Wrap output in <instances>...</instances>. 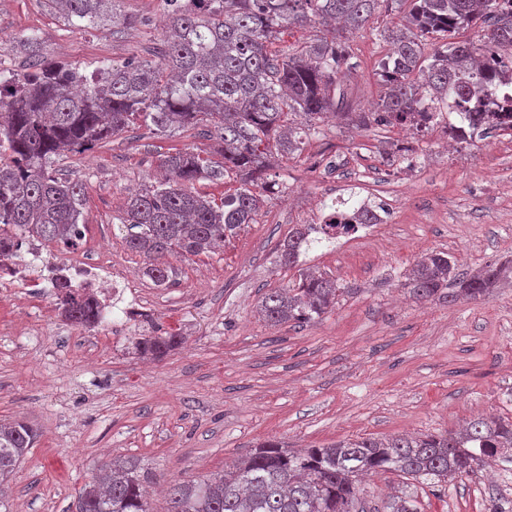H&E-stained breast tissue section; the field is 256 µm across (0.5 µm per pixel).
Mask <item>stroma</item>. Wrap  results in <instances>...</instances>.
Segmentation results:
<instances>
[{
    "label": "stroma",
    "mask_w": 512,
    "mask_h": 512,
    "mask_svg": "<svg viewBox=\"0 0 512 512\" xmlns=\"http://www.w3.org/2000/svg\"><path fill=\"white\" fill-rule=\"evenodd\" d=\"M124 7L141 23L116 38L108 27L67 26L43 0H0V63L23 70L17 44L33 32L47 59L88 76L105 59H151L162 39L161 0ZM348 53L336 109L375 111L388 47L357 31ZM324 129L301 156L274 163L279 191L256 223L214 253L176 262L167 288L142 276V258L113 226L128 191L156 181L160 155L209 151V129L167 136L139 123L56 163L84 188L83 237L67 258L109 275L137 271L145 315L114 334L66 322L52 291L0 295V419L24 418L38 432L0 494V512H73L97 465L114 457L138 461L162 491L175 479L223 472L268 440L296 451L452 431L478 413L512 420V284L452 304L416 300L402 286L427 251L448 253L465 275L512 256V136L492 133L481 151L450 156L439 124L410 136L341 119ZM336 197L381 201L388 213L374 228L308 253L307 265L345 289L332 312L269 326L257 304L293 278L274 266L275 243L292 225L316 223L322 201ZM153 325L183 338L160 360L138 355L132 342ZM361 485L362 512H380L394 491L419 512H486L490 497H512V472L438 484L385 473Z\"/></svg>",
    "instance_id": "stroma-1"
}]
</instances>
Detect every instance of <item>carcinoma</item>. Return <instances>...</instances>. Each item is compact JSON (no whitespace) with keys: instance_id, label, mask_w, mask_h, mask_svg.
Segmentation results:
<instances>
[{"instance_id":"cac0c4a2","label":"carcinoma","mask_w":512,"mask_h":512,"mask_svg":"<svg viewBox=\"0 0 512 512\" xmlns=\"http://www.w3.org/2000/svg\"><path fill=\"white\" fill-rule=\"evenodd\" d=\"M124 0H45L78 29L112 26L119 35L138 22L122 13ZM168 24L158 59L104 60L87 77L41 55L34 33L22 39L29 69L0 70V265L13 262L23 233L47 244L74 249L83 214L80 181L54 173L55 158L84 154L138 121L162 134L188 126L213 129L224 164L189 148L159 159L164 178L131 192L117 230L126 249L143 258V275L156 286L173 281L169 259L208 253L254 224L273 192L268 157L302 153L310 139L325 135L322 119L336 107V78L345 62V34L371 27L380 0H163ZM318 31L292 52L276 54L282 30ZM490 21L484 45L454 41L465 27ZM391 45L379 61L387 92L377 103L381 122L415 125L448 122L454 106L488 95L503 77L473 73L487 44L512 57V0H409L402 24L377 32ZM431 51H426V48ZM512 132V111L479 120L477 131ZM201 180L229 185L224 198L201 194ZM374 201L357 207V221L375 224ZM296 224L273 249L276 266L295 271L286 288L270 290L258 305L268 323L319 320L335 307L344 288L336 278L306 266L315 246L336 241V225ZM57 305L77 326L99 324L97 303L84 288L52 269ZM512 279V258L487 265L470 277L458 275L448 254H422L404 274L403 287L417 299L454 302L484 298ZM182 338L154 330L135 337L137 352L161 359ZM37 431L23 419L0 421V488L34 447ZM512 448V421L478 418L458 433L362 437L292 453L265 442L250 456L200 480L170 485L164 512H354L363 475L397 473L441 483L468 475ZM102 475L79 493L75 512H150L145 497L149 473L130 459H111ZM384 512H418L415 501L393 497Z\"/></svg>"}]
</instances>
